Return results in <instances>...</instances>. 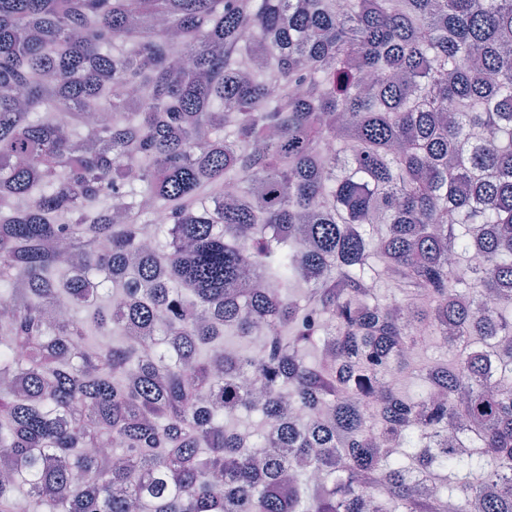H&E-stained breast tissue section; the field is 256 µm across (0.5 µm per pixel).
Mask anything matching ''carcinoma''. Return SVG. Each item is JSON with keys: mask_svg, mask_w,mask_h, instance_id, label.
<instances>
[{"mask_svg": "<svg viewBox=\"0 0 512 512\" xmlns=\"http://www.w3.org/2000/svg\"><path fill=\"white\" fill-rule=\"evenodd\" d=\"M2 209L0 512H512V0H0Z\"/></svg>", "mask_w": 512, "mask_h": 512, "instance_id": "cac0c4a2", "label": "carcinoma"}]
</instances>
